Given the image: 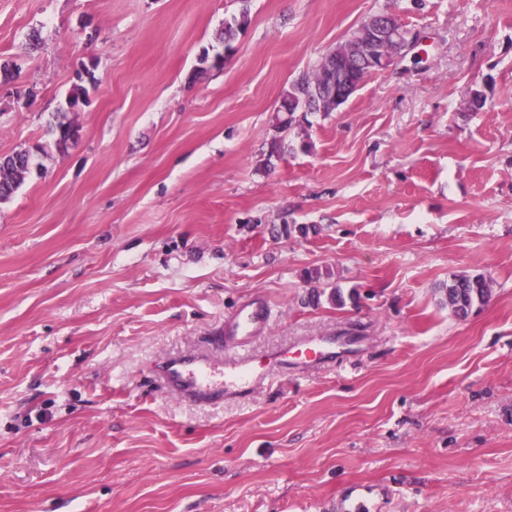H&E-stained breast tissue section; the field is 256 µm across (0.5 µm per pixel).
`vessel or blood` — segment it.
Listing matches in <instances>:
<instances>
[{"label": "vessel or blood", "instance_id": "1", "mask_svg": "<svg viewBox=\"0 0 512 512\" xmlns=\"http://www.w3.org/2000/svg\"><path fill=\"white\" fill-rule=\"evenodd\" d=\"M272 309L266 297L255 296L241 302L211 346L175 353L158 367V378L165 388L181 400L200 404L222 402L226 392L247 394L265 380L269 367H287L298 353L319 362H333L349 355L359 338L351 331H338L307 340L303 349H285L266 361H256L247 351L252 340L267 329ZM227 350V358L217 350ZM393 492L370 484H354L336 499V512H382L391 503Z\"/></svg>", "mask_w": 512, "mask_h": 512}]
</instances>
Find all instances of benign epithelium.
<instances>
[{"mask_svg":"<svg viewBox=\"0 0 512 512\" xmlns=\"http://www.w3.org/2000/svg\"><path fill=\"white\" fill-rule=\"evenodd\" d=\"M415 43V36L407 28L399 25L387 15L375 16L365 25V39L359 45L350 48L340 56L335 51L327 53L325 67V79L329 88H335L334 75L338 69L344 67L348 70H360L376 68L381 71L390 69L403 52L411 48ZM342 100L335 94L324 96L320 101H315L309 96L300 100L299 108L302 112L314 111L324 105L331 107Z\"/></svg>","mask_w":512,"mask_h":512,"instance_id":"obj_1","label":"benign epithelium"}]
</instances>
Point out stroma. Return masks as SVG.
I'll return each instance as SVG.
<instances>
[{"label":"stroma","instance_id":"obj_1","mask_svg":"<svg viewBox=\"0 0 512 512\" xmlns=\"http://www.w3.org/2000/svg\"><path fill=\"white\" fill-rule=\"evenodd\" d=\"M382 12L418 43L275 131ZM1 64L0 155L94 79L78 141L0 203V512H333L351 482L512 512V0H0ZM479 273L458 319L440 289ZM255 295V357L364 341L218 406L154 381ZM488 279L477 275H453L445 286L448 310L458 319H465L476 306L486 304L491 298Z\"/></svg>","mask_w":512,"mask_h":512}]
</instances>
